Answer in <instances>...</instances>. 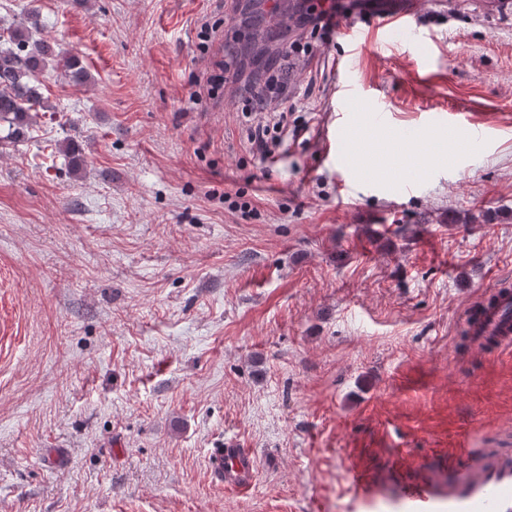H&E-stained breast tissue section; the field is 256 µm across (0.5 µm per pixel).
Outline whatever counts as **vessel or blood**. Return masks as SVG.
Listing matches in <instances>:
<instances>
[{"mask_svg":"<svg viewBox=\"0 0 512 512\" xmlns=\"http://www.w3.org/2000/svg\"><path fill=\"white\" fill-rule=\"evenodd\" d=\"M414 5L388 17L391 32L403 33L401 47L428 69L436 45L434 34L414 28ZM427 124L466 132L471 139L484 132L462 112L437 111L424 116ZM464 331L472 353L499 357L512 353V282L498 279L483 289L463 318ZM208 464L226 493L243 496L254 487L257 458L253 449L236 441H225L209 451ZM349 481L353 501L369 502L373 486L370 475L351 470ZM394 493L382 498L375 512H512V448L475 450L460 440L457 452L445 463L424 461L417 471L394 468Z\"/></svg>","mask_w":512,"mask_h":512,"instance_id":"b4317fda","label":"vessel or blood"}]
</instances>
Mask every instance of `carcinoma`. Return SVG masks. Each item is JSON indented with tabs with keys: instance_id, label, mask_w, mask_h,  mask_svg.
I'll return each mask as SVG.
<instances>
[{
	"instance_id": "obj_1",
	"label": "carcinoma",
	"mask_w": 512,
	"mask_h": 512,
	"mask_svg": "<svg viewBox=\"0 0 512 512\" xmlns=\"http://www.w3.org/2000/svg\"><path fill=\"white\" fill-rule=\"evenodd\" d=\"M39 28L38 15H31L29 25L0 30V39L10 46L0 47V123L7 127L1 141L17 144L27 137L38 112L49 108L41 96L40 77L57 61L55 45L47 39H31L29 29ZM64 70L75 85L86 86L92 76L76 57L63 60Z\"/></svg>"
}]
</instances>
